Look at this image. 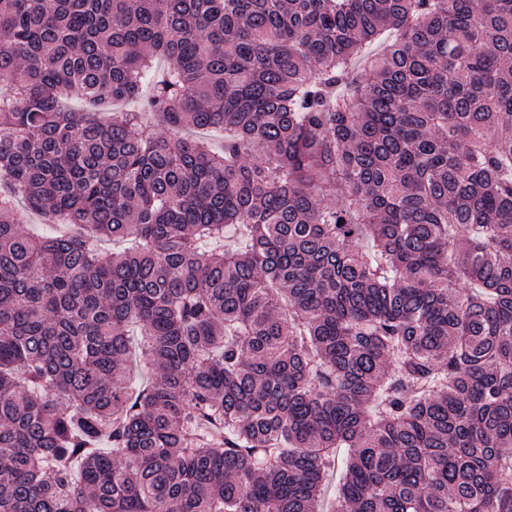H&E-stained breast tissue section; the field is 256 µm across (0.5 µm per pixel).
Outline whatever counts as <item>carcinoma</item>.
Segmentation results:
<instances>
[{"label": "carcinoma", "mask_w": 512, "mask_h": 512, "mask_svg": "<svg viewBox=\"0 0 512 512\" xmlns=\"http://www.w3.org/2000/svg\"><path fill=\"white\" fill-rule=\"evenodd\" d=\"M508 128L512 0H0V512H512Z\"/></svg>", "instance_id": "obj_1"}]
</instances>
